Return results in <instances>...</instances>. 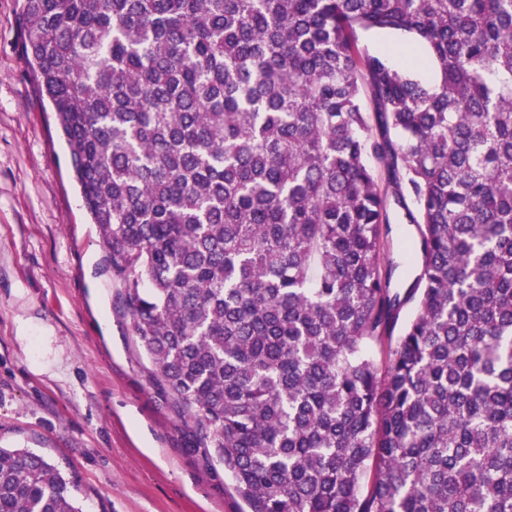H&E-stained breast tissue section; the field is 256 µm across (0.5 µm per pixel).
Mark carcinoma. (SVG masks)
<instances>
[{
  "label": "carcinoma",
  "mask_w": 512,
  "mask_h": 512,
  "mask_svg": "<svg viewBox=\"0 0 512 512\" xmlns=\"http://www.w3.org/2000/svg\"><path fill=\"white\" fill-rule=\"evenodd\" d=\"M21 21L152 377L249 512H512V0ZM75 492L0 448V512H82Z\"/></svg>",
  "instance_id": "carcinoma-1"
}]
</instances>
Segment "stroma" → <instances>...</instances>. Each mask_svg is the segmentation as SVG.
I'll use <instances>...</instances> for the list:
<instances>
[{"instance_id": "1", "label": "stroma", "mask_w": 512, "mask_h": 512, "mask_svg": "<svg viewBox=\"0 0 512 512\" xmlns=\"http://www.w3.org/2000/svg\"><path fill=\"white\" fill-rule=\"evenodd\" d=\"M0 0V448L77 480L83 512H248L150 375Z\"/></svg>"}]
</instances>
